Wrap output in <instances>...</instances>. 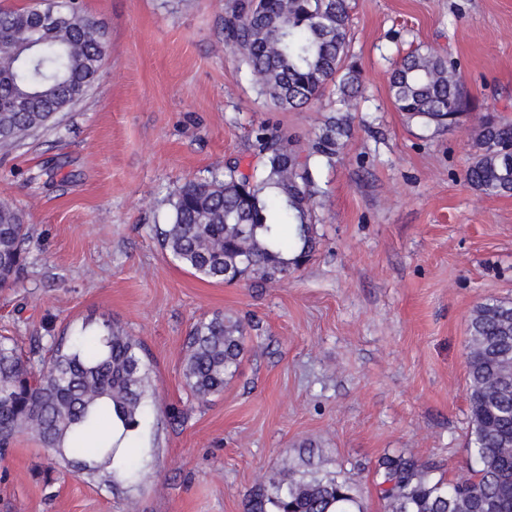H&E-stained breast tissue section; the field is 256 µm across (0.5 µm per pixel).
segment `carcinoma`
I'll return each instance as SVG.
<instances>
[{"label": "carcinoma", "mask_w": 512, "mask_h": 512, "mask_svg": "<svg viewBox=\"0 0 512 512\" xmlns=\"http://www.w3.org/2000/svg\"><path fill=\"white\" fill-rule=\"evenodd\" d=\"M39 10L0 8L1 147L48 127L79 101L102 61L99 31L79 0H57L52 18ZM351 10L352 0H231L224 42L276 108L318 102L332 86L348 112L361 93L360 71L346 63ZM389 90L407 122L436 130L457 123L470 108L455 62L428 49L402 57ZM348 131L346 116L330 118L303 157L284 132L259 130L253 172L229 162L208 180L179 186L170 199V222L159 229L162 246L176 263L213 283L288 276L315 247L320 190L310 160L331 161ZM511 140V123L481 118L466 171L471 186L492 196L512 194V163L501 150ZM28 240L16 210L1 200L0 288L21 279ZM468 331V452L477 467L447 480L411 457H383L380 494L390 512H512V459L504 448L512 441V302L479 303ZM185 348V385L206 400L223 392L236 373L246 351L244 324L214 314L193 325ZM47 354V366L37 371L11 337L0 336V452L27 432L49 460L110 485L121 455L112 442V421L123 429L120 439L135 440L155 395L144 344L106 319L58 337ZM282 462V476L251 491L249 512H363L340 473L321 471L309 457Z\"/></svg>", "instance_id": "cac0c4a2"}]
</instances>
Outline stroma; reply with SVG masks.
Listing matches in <instances>:
<instances>
[{"mask_svg":"<svg viewBox=\"0 0 512 512\" xmlns=\"http://www.w3.org/2000/svg\"><path fill=\"white\" fill-rule=\"evenodd\" d=\"M106 51L81 100L23 144L0 147V201L29 227L20 282L0 288V334L22 348L88 320L139 337L153 411L129 461L145 480L105 485L50 463L28 433L0 456V512H247L282 454L312 446L322 471L386 512L376 467L411 456L452 480L472 466L467 324L512 301V196L465 179L479 117L512 121V0H352L349 53L364 92L331 163L309 262L278 282L201 280L154 227L185 180L248 167L254 132L308 148L330 112L279 110L226 48L227 0H80ZM457 64L472 108L448 132L407 123L389 93L398 56ZM240 317L247 352L221 394L195 399L185 339Z\"/></svg>","mask_w":512,"mask_h":512,"instance_id":"stroma-1","label":"stroma"}]
</instances>
